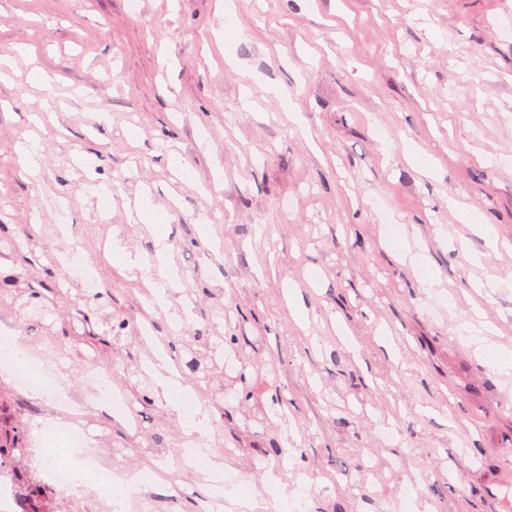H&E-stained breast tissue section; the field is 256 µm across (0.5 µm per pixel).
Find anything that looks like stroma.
I'll use <instances>...</instances> for the list:
<instances>
[{
  "label": "stroma",
  "mask_w": 512,
  "mask_h": 512,
  "mask_svg": "<svg viewBox=\"0 0 512 512\" xmlns=\"http://www.w3.org/2000/svg\"><path fill=\"white\" fill-rule=\"evenodd\" d=\"M1 55L0 276L52 312L26 321L8 293L0 323L64 351L68 387L93 355L120 390L124 415H82L115 476L151 477L128 512L213 500L179 465L196 411L257 512L301 490L312 512H512V374L458 334L477 316L512 351V0H0ZM74 237L94 290L62 279ZM171 267L183 282L154 307L142 278L167 287ZM89 309L122 323L111 344L82 340ZM198 332L247 337L216 349L223 380L184 367ZM161 353L185 410L145 369ZM54 411L0 370L6 421Z\"/></svg>",
  "instance_id": "obj_1"
}]
</instances>
